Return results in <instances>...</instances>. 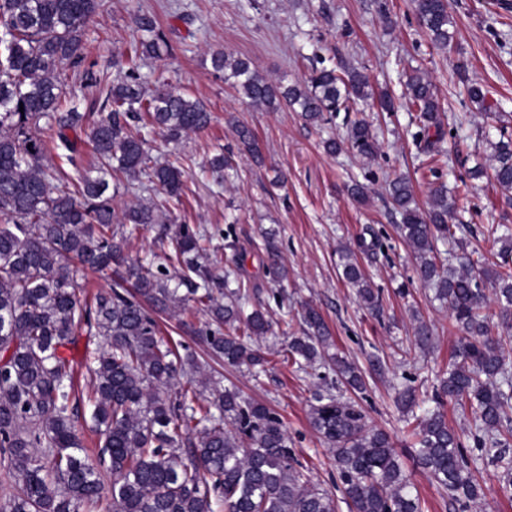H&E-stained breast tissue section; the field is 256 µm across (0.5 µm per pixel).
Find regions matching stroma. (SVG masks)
<instances>
[{"instance_id":"stroma-1","label":"stroma","mask_w":512,"mask_h":512,"mask_svg":"<svg viewBox=\"0 0 512 512\" xmlns=\"http://www.w3.org/2000/svg\"><path fill=\"white\" fill-rule=\"evenodd\" d=\"M448 12L455 36L442 51L419 25L413 0H106L86 29L83 61L66 71L67 88L80 111L100 116L98 77L112 78L129 67L130 45L140 37L135 16L156 18L168 48L140 58V73L200 99L212 114L204 132L175 145L160 138L154 142L156 157L178 160L186 172L185 193L171 217L175 224L206 231V254L215 274L241 267L250 306L265 308L274 330L263 341L264 366L253 370L212 360L186 333V326H204L207 316L200 305L158 316L159 334L174 346H188L203 373L221 372L225 384L236 386L245 400L275 412L311 482L337 495L338 512H349V507L341 498L335 461L309 423L319 390L355 398L370 425L390 436L423 512H512V497L501 491L496 466L480 460L473 445L469 407L444 406L449 427L476 460L474 475L485 490L483 499L464 507L415 467L406 417L395 402L397 388L404 385L414 387L419 399H431L458 333L447 307L415 280L414 256L396 231L399 218L388 202L389 181L409 178L423 208L432 189L446 184L456 221L471 227L464 243L485 263L498 260L500 246L490 234L492 226L512 225V206L495 183L467 176L478 164L492 168L491 143L512 138V0H448ZM218 50L251 59L262 75L286 86L305 82L315 62L328 69L359 70L374 90L392 94L395 109L383 112L358 102L322 125L307 122L289 107L257 109L213 71L210 54ZM461 62L467 82L483 87L489 111H479L468 98L465 82L456 75ZM414 67L436 86L440 112L455 130L444 142L448 161L434 176L428 171L429 158L412 139L416 113L404 95V82L406 71ZM362 117L377 133L375 159L359 157L347 147L334 155L325 150V140L343 135L347 120ZM238 123L256 135L264 164L239 153ZM220 152L232 159L225 178L207 168ZM354 181L365 186L366 202L348 194ZM270 231L288 268L280 283L270 281L258 258ZM160 232L157 224L137 230L125 251L178 276L180 267L170 247L160 242ZM375 235L382 237L384 251L359 255L358 262L381 292L377 314L360 305L341 277L338 259L340 249H356L359 238ZM308 307L328 325L335 353L363 373L362 393L336 388L331 373L285 360L288 337L301 335ZM419 319L433 330L434 346L425 352L415 344Z\"/></svg>"}]
</instances>
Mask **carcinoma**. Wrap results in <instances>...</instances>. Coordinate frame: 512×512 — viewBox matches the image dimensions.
I'll return each instance as SVG.
<instances>
[{"label":"carcinoma","mask_w":512,"mask_h":512,"mask_svg":"<svg viewBox=\"0 0 512 512\" xmlns=\"http://www.w3.org/2000/svg\"><path fill=\"white\" fill-rule=\"evenodd\" d=\"M421 27L431 43L448 48L452 38L448 0H414ZM104 0H0V454L7 458L17 492L0 503V512H82L109 497L112 512H337L331 492L304 473L282 421L268 407L246 401L220 382L200 379L197 362L180 355L157 336L151 314L172 312L190 302L203 307L216 328L194 334L212 357L234 368L265 362L258 341L271 331L264 312L242 316L240 290L220 291V281L202 264L200 232L181 224L170 237L182 266L179 284L163 271L128 261L125 244L134 231L161 223L159 204L136 203L117 216L105 197L109 180L143 174L164 203L180 201L182 171L152 157L148 133L158 130L170 142L206 130L211 112L198 99L158 86L151 90L138 66H130L108 85L110 112L87 133L96 156V175L79 172L77 182L61 177L47 159L55 155L76 165L84 129L65 89L67 67L84 55V33ZM141 53L158 54L164 37L155 18L135 19ZM212 68L224 73L256 107L299 109L310 123L328 122L351 99L368 100L372 89L360 71L343 76L313 72L305 84L284 86L261 75L247 59L223 51L211 55ZM405 95L416 108L417 131L434 168L445 157L446 132L435 86L414 70ZM242 150L262 160L253 132L236 127ZM348 145L371 159L377 143L368 123L355 120L343 138L325 142L328 152ZM492 178L512 191V141L494 145ZM400 215V236L411 248L419 280L448 306L461 333L454 359L435 390L436 408L414 418V464L458 501L483 498L471 460L460 438L448 428L445 402L467 401L474 408L472 433L482 456L501 469V490L512 492V456L502 418L512 407V363L501 337L492 335L484 309L493 302L498 318L512 322V228L503 226L495 268L462 262L443 269L436 261L440 240L458 241L465 224H450L455 202L443 187L429 207L420 209L409 180L388 185ZM344 280L372 313L382 307L350 250L340 252ZM263 264L273 281L288 278L274 238L264 241ZM112 271L111 287L96 295L94 308L81 303L79 271ZM187 286L180 294L179 286ZM307 329L292 337L289 353L307 366L332 362L336 377L353 390L364 379L348 360L331 356L330 331L321 315L306 309ZM82 325L103 340L93 357L87 395L92 419L102 427L99 462L108 464L112 483L100 478L76 433L72 404L73 367L63 349ZM181 380L175 396L168 388ZM397 405L417 407L415 390L404 387ZM312 428L330 445L345 498L353 512H422L420 498L403 473L387 433L368 425L355 404L321 395L310 406ZM230 422L232 428L224 427ZM194 438L182 448L183 439Z\"/></svg>","instance_id":"obj_1"}]
</instances>
